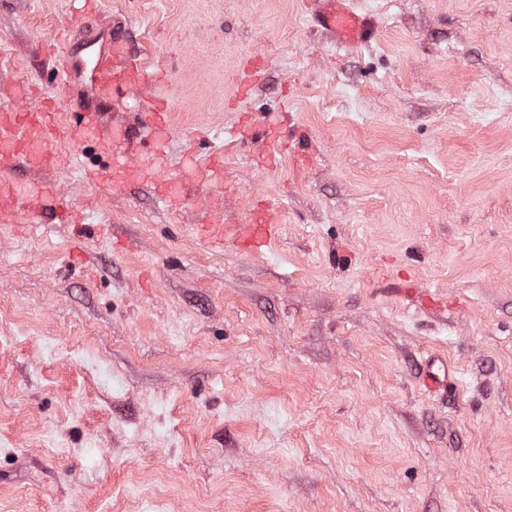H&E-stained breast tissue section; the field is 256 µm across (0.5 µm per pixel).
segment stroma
<instances>
[{"label": "stroma", "mask_w": 512, "mask_h": 512, "mask_svg": "<svg viewBox=\"0 0 512 512\" xmlns=\"http://www.w3.org/2000/svg\"><path fill=\"white\" fill-rule=\"evenodd\" d=\"M0 0V110L75 86L54 66L121 20L167 76L171 174L227 179L166 207L84 181L58 112L43 172L89 233L0 224V512H512V0ZM271 112L277 167L229 132ZM262 205L261 251L197 224ZM456 379L430 393L425 362ZM348 0H317L315 24L339 48L351 49L373 39L376 23L367 15H358Z\"/></svg>", "instance_id": "stroma-1"}]
</instances>
